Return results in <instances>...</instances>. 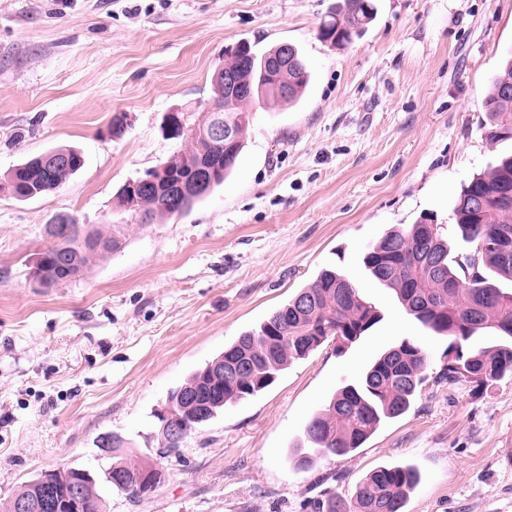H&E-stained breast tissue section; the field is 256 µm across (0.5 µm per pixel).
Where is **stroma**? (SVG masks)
Returning a JSON list of instances; mask_svg holds the SVG:
<instances>
[{"label":"stroma","mask_w":512,"mask_h":512,"mask_svg":"<svg viewBox=\"0 0 512 512\" xmlns=\"http://www.w3.org/2000/svg\"><path fill=\"white\" fill-rule=\"evenodd\" d=\"M344 0H0V177L73 147L85 163L26 201L0 192V503L40 473L93 472L103 512H309L352 498L371 471L420 474L405 512H512V380L427 385L409 411L345 457L297 470L309 418L402 338L440 370L446 338L422 327L363 265L386 232L452 205L512 154L489 143L482 103L512 51V0H374L367 33L338 48L317 31ZM288 42L311 82L295 105L258 107L235 171L190 209L129 229L113 196L184 146L166 113L201 110L227 50ZM125 115L121 138L108 128ZM60 213L123 225L120 250L38 287L30 271ZM360 285L382 321L345 352L326 343L267 390L160 448L171 390L258 327L325 267ZM162 481L131 499L106 480L104 434Z\"/></svg>","instance_id":"stroma-1"}]
</instances>
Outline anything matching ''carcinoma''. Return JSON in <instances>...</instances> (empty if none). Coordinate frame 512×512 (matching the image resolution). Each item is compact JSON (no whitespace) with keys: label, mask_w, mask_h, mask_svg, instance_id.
I'll return each mask as SVG.
<instances>
[{"label":"carcinoma","mask_w":512,"mask_h":512,"mask_svg":"<svg viewBox=\"0 0 512 512\" xmlns=\"http://www.w3.org/2000/svg\"><path fill=\"white\" fill-rule=\"evenodd\" d=\"M375 7L371 0H345L324 22L318 37L338 47L350 44L367 30ZM288 68L291 94L282 98L276 81L263 69V58L250 44L242 51L227 53L224 66L238 71L243 83L253 87V99L234 98L224 93V84H212V99L224 103L221 117L234 128V139L224 146V167L214 178L219 186L238 162L244 136L250 125L248 110L254 103L273 101L293 104L304 94L310 72L300 51ZM486 114L485 135L492 143L512 139V57L506 59L492 81L491 92L483 101ZM56 151L70 158L68 167L54 178L44 176L28 159L0 178V191L18 200L34 198L57 189L84 163L81 153L70 147ZM219 149L203 136L167 161L173 180H191L199 170L215 160ZM172 185L160 187L152 196L126 191L131 208L126 211L137 225L152 224L166 216L182 212L195 200L184 201L183 208L173 203ZM481 205H474L475 199ZM451 219L460 246L452 248L441 231L424 236L423 225L429 217L406 230L387 232L368 247L363 263L371 277L392 290L405 312L437 335L451 339L448 363L437 379L450 383L464 380L486 387L505 379L512 380V254L497 246V232L512 233V156L487 172L476 174L454 201ZM50 245L41 253L32 278L42 288H51L79 275L91 260H101L121 248V239L110 230L85 224H48ZM91 238L104 241V248L87 256ZM380 311L362 295L359 286L345 273L323 270L306 287L273 312L256 329L247 331L224 353L195 372L169 394L174 416L181 426L178 435L159 429L160 445L178 452L183 439L224 410L256 396L269 387L288 364L307 356L327 341L336 342L342 351L356 343L379 322ZM487 329L495 332L497 343L476 350L469 345ZM240 365L239 377L223 380L213 368ZM428 356L414 340L405 338L390 347L368 366L361 378L336 392L307 422L305 443L295 454L299 470L311 469L327 455L345 457L361 447L389 419L405 414L415 396L429 382ZM195 400L183 402L184 393ZM100 448L112 449V471L126 475L120 490L132 499L140 498L137 475L146 464L118 454L119 436L105 435ZM418 482V473L410 466L380 467L366 475L356 486L349 502L327 495L313 503L314 512H405L407 494Z\"/></svg>","instance_id":"1"}]
</instances>
